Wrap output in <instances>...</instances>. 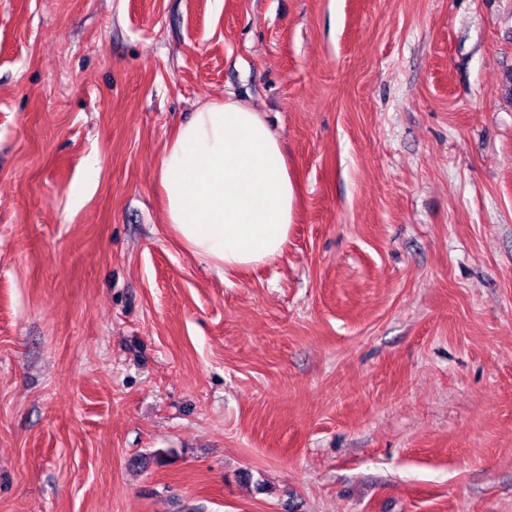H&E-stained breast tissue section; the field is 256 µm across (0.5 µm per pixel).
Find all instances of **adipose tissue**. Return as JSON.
<instances>
[{
  "label": "adipose tissue",
  "mask_w": 512,
  "mask_h": 512,
  "mask_svg": "<svg viewBox=\"0 0 512 512\" xmlns=\"http://www.w3.org/2000/svg\"><path fill=\"white\" fill-rule=\"evenodd\" d=\"M158 183L173 235L219 277L284 254L297 184L253 108L231 98L198 108L166 144Z\"/></svg>",
  "instance_id": "1"
}]
</instances>
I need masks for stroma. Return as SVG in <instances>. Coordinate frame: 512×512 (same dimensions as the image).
<instances>
[{"label":"stroma","mask_w":512,"mask_h":512,"mask_svg":"<svg viewBox=\"0 0 512 512\" xmlns=\"http://www.w3.org/2000/svg\"><path fill=\"white\" fill-rule=\"evenodd\" d=\"M510 71L512 0H0V512H512ZM228 96L298 197L225 281L158 166Z\"/></svg>","instance_id":"1"}]
</instances>
